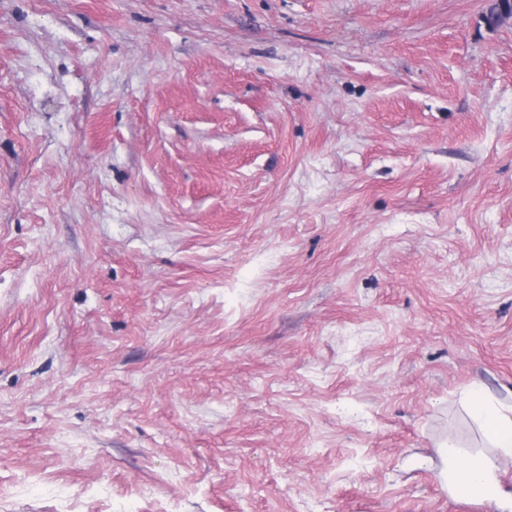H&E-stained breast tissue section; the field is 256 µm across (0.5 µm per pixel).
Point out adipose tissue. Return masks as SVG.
<instances>
[{
  "label": "adipose tissue",
  "mask_w": 512,
  "mask_h": 512,
  "mask_svg": "<svg viewBox=\"0 0 512 512\" xmlns=\"http://www.w3.org/2000/svg\"><path fill=\"white\" fill-rule=\"evenodd\" d=\"M462 403L489 447L512 455V396L477 393L463 396ZM443 457L462 488L482 498L499 497L498 468L492 456L481 451L465 454L457 444L449 443Z\"/></svg>",
  "instance_id": "obj_1"
}]
</instances>
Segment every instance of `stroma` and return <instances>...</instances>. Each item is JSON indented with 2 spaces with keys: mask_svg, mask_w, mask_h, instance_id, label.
<instances>
[{
  "mask_svg": "<svg viewBox=\"0 0 512 512\" xmlns=\"http://www.w3.org/2000/svg\"><path fill=\"white\" fill-rule=\"evenodd\" d=\"M0 0V512H501L512 21ZM462 404L489 447L512 455V396L466 394ZM443 457L446 471L439 473L446 485L448 483V467L450 473L459 485L474 496L497 499L500 495L498 468L494 459L482 451L468 453L461 457V447L454 443L443 446ZM461 459L457 469L452 465Z\"/></svg>",
  "mask_w": 512,
  "mask_h": 512,
  "instance_id": "obj_1",
  "label": "stroma"
}]
</instances>
